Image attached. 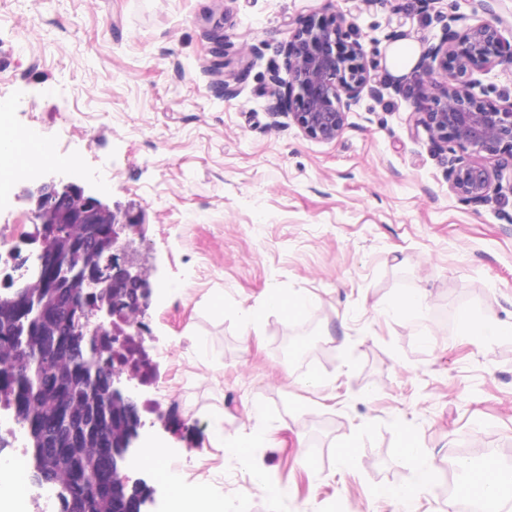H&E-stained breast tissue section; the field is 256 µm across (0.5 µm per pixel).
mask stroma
I'll return each mask as SVG.
<instances>
[{"mask_svg":"<svg viewBox=\"0 0 512 512\" xmlns=\"http://www.w3.org/2000/svg\"><path fill=\"white\" fill-rule=\"evenodd\" d=\"M315 13L352 21L377 65L331 143L269 113L271 66L289 28ZM452 16L508 28L512 0H0V122L37 130L67 159L0 191V238L30 223L20 193L32 180L75 174L142 213L159 286L145 348L165 381L139 389L153 409L127 474L151 490L142 512H170L160 468L142 463L149 447L174 457L186 484L247 512H327L336 500L400 512L373 490L413 474L404 427L433 466L414 512H443L454 459L512 463V335L455 333L462 309L512 322V188L489 205L461 201L447 153L413 127L416 99L386 65L401 42H438ZM273 287L316 304L300 321L266 315L242 342L241 310ZM416 288L428 291L423 322L378 314ZM303 322L318 338L304 364L281 353ZM216 413L226 441L261 433L250 464L211 442ZM352 441L359 460L340 467ZM258 473L278 502L255 488Z\"/></svg>","mask_w":512,"mask_h":512,"instance_id":"obj_1","label":"stroma"}]
</instances>
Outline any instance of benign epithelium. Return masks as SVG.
<instances>
[{
    "instance_id": "1",
    "label": "benign epithelium",
    "mask_w": 512,
    "mask_h": 512,
    "mask_svg": "<svg viewBox=\"0 0 512 512\" xmlns=\"http://www.w3.org/2000/svg\"><path fill=\"white\" fill-rule=\"evenodd\" d=\"M459 21L450 19L439 41L425 48L410 72L422 98L414 123L430 134L438 150L452 152V191L466 203L488 205L501 193L502 171L512 169V102L498 106L479 97L472 75L512 62V39L494 22L459 31L453 28ZM350 30L346 18L336 14L313 15L288 30L283 48L288 78L278 80L273 90L272 117H288L316 141L341 136L352 104L370 87L374 72ZM24 197L31 204L40 250L34 273L7 284L16 289L11 314L17 335L38 350L37 360L63 365L66 373L61 376L54 369L48 375V410L18 401V421L31 437L67 434L66 442L56 446L58 452L93 444L85 480L94 495H107L129 482V450L146 422L140 421L130 442L118 449L105 428L86 423L70 395L78 384L91 394L101 386L114 404L128 411L138 406L135 377L106 363L92 370L84 353L100 346L96 337L109 330L115 352L124 337L143 335L136 315L148 307L155 290L140 258L144 224L139 213L120 211L73 179L39 182ZM58 238L73 251L67 266L60 265L50 248Z\"/></svg>"
}]
</instances>
